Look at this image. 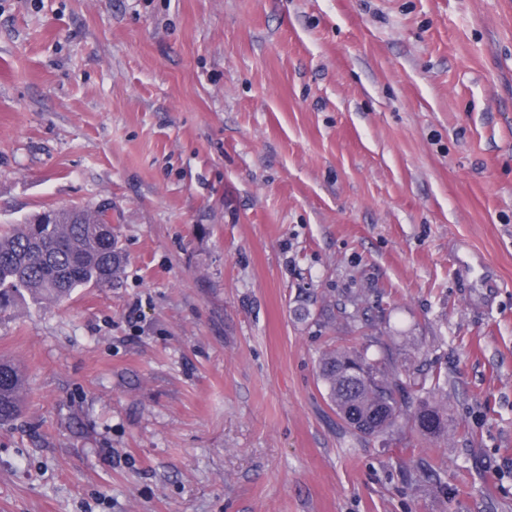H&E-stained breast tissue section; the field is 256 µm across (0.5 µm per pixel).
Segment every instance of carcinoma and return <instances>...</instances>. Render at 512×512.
Here are the masks:
<instances>
[{
  "label": "carcinoma",
  "mask_w": 512,
  "mask_h": 512,
  "mask_svg": "<svg viewBox=\"0 0 512 512\" xmlns=\"http://www.w3.org/2000/svg\"><path fill=\"white\" fill-rule=\"evenodd\" d=\"M104 207L72 206L34 216L24 224L0 227V313L26 295L36 301L60 302L79 288L115 284L124 256L112 228L89 220ZM319 378L336 415L357 435L371 437L411 423L419 435L434 440L448 433V412L436 398L446 379L436 372L428 397L408 411V384L396 369L351 346L327 351L319 362ZM23 374L11 359L0 358V423L23 410Z\"/></svg>",
  "instance_id": "cac0c4a2"
}]
</instances>
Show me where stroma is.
<instances>
[{"instance_id": "stroma-1", "label": "stroma", "mask_w": 512, "mask_h": 512, "mask_svg": "<svg viewBox=\"0 0 512 512\" xmlns=\"http://www.w3.org/2000/svg\"><path fill=\"white\" fill-rule=\"evenodd\" d=\"M74 204L126 265L0 314V512H512V0H0V226ZM378 341L447 439L330 408ZM23 374L20 367L9 358H0V424L11 422L23 410Z\"/></svg>"}]
</instances>
